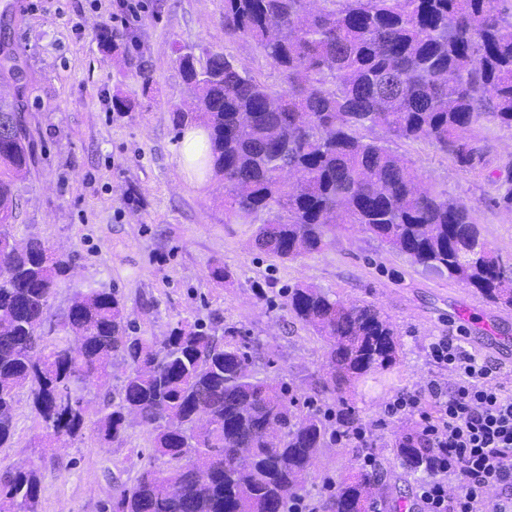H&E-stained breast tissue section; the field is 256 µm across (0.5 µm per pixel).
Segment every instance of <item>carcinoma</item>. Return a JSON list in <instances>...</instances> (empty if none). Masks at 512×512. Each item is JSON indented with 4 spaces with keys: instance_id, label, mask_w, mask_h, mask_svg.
<instances>
[{
    "instance_id": "obj_1",
    "label": "carcinoma",
    "mask_w": 512,
    "mask_h": 512,
    "mask_svg": "<svg viewBox=\"0 0 512 512\" xmlns=\"http://www.w3.org/2000/svg\"><path fill=\"white\" fill-rule=\"evenodd\" d=\"M507 0H224V34L252 40L281 75L262 82L233 56L175 49L198 111L178 113L209 130V156L224 180L227 223L254 224L255 244L280 259L320 253L354 226L426 268L512 306V265L488 249L465 205L421 185L393 141L426 140L471 170L486 167L474 134L485 122L512 128V6ZM20 105L0 100V447L14 436L17 397L28 391L44 424L42 445L85 425L86 387L105 390L94 422L105 440L133 424L153 436L135 483L102 512H287L319 451L336 444L344 387L393 367L394 326L368 303L321 288L288 289L287 312L326 345L308 400L286 382L253 380L260 343L239 331L179 321L162 339L135 336L111 290L78 293L49 332L51 298L70 259L12 233L15 184L30 149ZM378 127L384 138L369 139ZM123 368L120 401L108 386ZM407 470H426L427 449L404 434ZM40 479L0 471V512H37ZM377 474L357 467L322 499L320 512H372Z\"/></svg>"
}]
</instances>
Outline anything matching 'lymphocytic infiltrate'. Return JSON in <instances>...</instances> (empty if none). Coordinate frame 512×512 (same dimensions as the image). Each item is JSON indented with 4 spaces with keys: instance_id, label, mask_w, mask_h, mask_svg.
I'll return each mask as SVG.
<instances>
[{
    "instance_id": "lymphocytic-infiltrate-1",
    "label": "lymphocytic infiltrate",
    "mask_w": 512,
    "mask_h": 512,
    "mask_svg": "<svg viewBox=\"0 0 512 512\" xmlns=\"http://www.w3.org/2000/svg\"><path fill=\"white\" fill-rule=\"evenodd\" d=\"M429 360L451 370L455 385L433 379L385 405L390 417L418 414L416 435L432 451L430 473L416 487L418 512H512V388L498 384L499 366L459 337L434 338ZM452 482L459 486L453 496Z\"/></svg>"
}]
</instances>
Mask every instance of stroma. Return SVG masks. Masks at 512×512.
I'll return each instance as SVG.
<instances>
[{
	"instance_id": "obj_1",
	"label": "stroma",
	"mask_w": 512,
	"mask_h": 512,
	"mask_svg": "<svg viewBox=\"0 0 512 512\" xmlns=\"http://www.w3.org/2000/svg\"><path fill=\"white\" fill-rule=\"evenodd\" d=\"M146 10L130 27L112 26L115 47L96 39L116 0H0V39L21 70L0 79V97L24 103L32 163L17 182V239H41L68 255L71 268L51 300L64 312L76 292L111 289L130 321L146 337L165 336L180 320L233 324L260 339L265 356L258 378L305 385L319 370L325 344L284 308L283 291L299 283L323 288L347 302L374 304L396 328L402 347L392 383L369 379L343 392L362 422L374 425L381 461L384 512L411 503L417 482L395 453L416 417L386 419L394 394L411 392L435 372L427 346L438 336L462 337L467 349L490 360L512 356V307L481 296L465 283L424 268L359 229L339 235L328 249L284 261L255 247L254 225L229 224L219 178L191 181L176 161L183 132L177 110L190 95L174 49L195 54L222 51L268 84L280 75L249 39L224 36V0H143ZM131 103L112 108L115 98ZM488 166L478 173L426 141L397 142L428 187L466 203L479 238L512 262V210L497 205L512 174V129L483 124L477 133ZM231 271L227 280L211 271ZM87 423L75 441L39 447L43 432L28 398L16 406L12 444L0 448V470L24 464L40 479L38 512H101L148 463L150 432L132 425L117 440L98 435L94 421L100 391L83 392ZM362 449L339 444L323 449L303 493L319 499L325 481L337 482L357 467Z\"/></svg>"
}]
</instances>
